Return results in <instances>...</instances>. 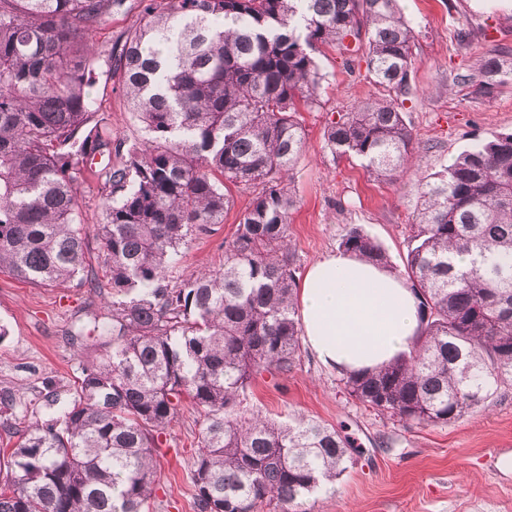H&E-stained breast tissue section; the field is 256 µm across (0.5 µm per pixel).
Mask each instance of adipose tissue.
<instances>
[{
  "label": "adipose tissue",
  "mask_w": 512,
  "mask_h": 512,
  "mask_svg": "<svg viewBox=\"0 0 512 512\" xmlns=\"http://www.w3.org/2000/svg\"><path fill=\"white\" fill-rule=\"evenodd\" d=\"M298 318L316 358L344 374L379 368L409 352L420 329L410 283L344 251L309 265Z\"/></svg>",
  "instance_id": "obj_1"
}]
</instances>
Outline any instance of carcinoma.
<instances>
[{"label": "carcinoma", "instance_id": "carcinoma-1", "mask_svg": "<svg viewBox=\"0 0 512 512\" xmlns=\"http://www.w3.org/2000/svg\"><path fill=\"white\" fill-rule=\"evenodd\" d=\"M124 0H0V268L60 282L85 267L75 183L107 163L96 224L112 288V350L80 369L76 394L28 427L3 462L0 512H144L159 436L190 403L203 417L193 512H259L308 498L346 471L349 443L313 420L280 425L237 412L239 392L300 361L290 187L323 80L316 53L348 38L387 92L324 128L335 158L377 178L408 167L414 137L395 96L409 91L412 26L398 0H138L107 73L140 121L112 140L90 89L94 34ZM486 84L512 78L496 56ZM257 189L224 264L168 282L179 250L231 206L227 185ZM404 275L422 313L413 351L347 374L348 394L389 417L448 424L512 382V131L474 143L420 183ZM342 250L384 268L383 249L350 229ZM471 257L461 270L455 255Z\"/></svg>", "mask_w": 512, "mask_h": 512}]
</instances>
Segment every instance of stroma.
Masks as SVG:
<instances>
[{
	"mask_svg": "<svg viewBox=\"0 0 512 512\" xmlns=\"http://www.w3.org/2000/svg\"><path fill=\"white\" fill-rule=\"evenodd\" d=\"M399 6L415 32L411 91L401 106L419 143L412 167L387 180L373 177L359 160L332 157L324 143L326 123L385 91L365 63L346 70L335 47H322L318 61L326 78L318 106L301 113L306 144L291 183L299 204L289 234L300 270L336 252L354 227L386 251L393 267L403 269L410 224L420 205V180L474 142L512 131V80L488 92L462 80L486 55L512 63V0H399ZM91 93L96 116L113 137L143 138L116 81L99 76ZM103 165V158H96L76 182L89 225L100 219ZM232 196L223 223L181 248L172 268L174 281L223 264L224 242L253 194L236 190ZM87 242L86 267L73 280L40 284L0 271V388L11 395L0 416L15 432L46 414V383H53L59 401H69L81 361L112 347L111 337L94 329L112 290L96 237ZM239 409L281 423L297 417L317 420L350 437L353 464L334 491L307 498L304 512H512V385L499 387L485 407L455 422H403L352 398L341 373L305 347L288 376L265 373L252 380L240 395ZM200 428L198 412L186 404L160 435L148 512H193L191 476Z\"/></svg>",
	"mask_w": 512,
	"mask_h": 512,
	"instance_id": "35a3bbf8",
	"label": "stroma"
}]
</instances>
